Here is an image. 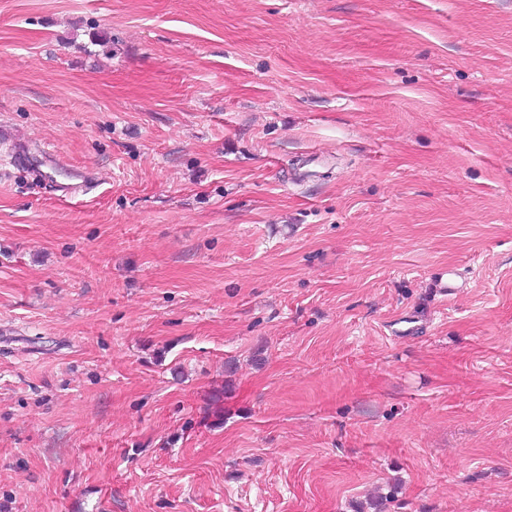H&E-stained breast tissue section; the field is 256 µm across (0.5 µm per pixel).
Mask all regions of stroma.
<instances>
[{
    "label": "stroma",
    "mask_w": 512,
    "mask_h": 512,
    "mask_svg": "<svg viewBox=\"0 0 512 512\" xmlns=\"http://www.w3.org/2000/svg\"><path fill=\"white\" fill-rule=\"evenodd\" d=\"M0 127V512H512V0H0Z\"/></svg>",
    "instance_id": "stroma-1"
}]
</instances>
